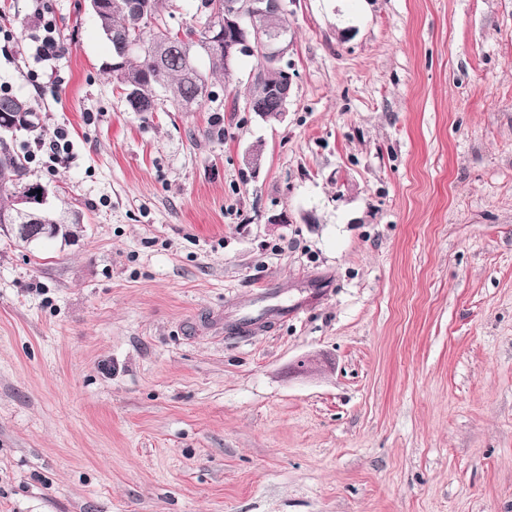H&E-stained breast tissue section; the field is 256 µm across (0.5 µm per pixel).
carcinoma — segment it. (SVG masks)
Masks as SVG:
<instances>
[{"mask_svg":"<svg viewBox=\"0 0 512 512\" xmlns=\"http://www.w3.org/2000/svg\"><path fill=\"white\" fill-rule=\"evenodd\" d=\"M132 0H103L100 10L92 11L98 28L112 49V78L123 91L130 112L157 111L160 93H165L170 105L182 112H190L205 102H214V88L232 79V66L240 57H255L260 61L252 76L249 99L255 110L276 121L281 111L277 89L282 84V71L258 45L224 61V51L212 45L211 28L220 22L213 14L214 0H200L199 16L195 24L176 31L166 24L173 16L175 0H145L148 15L138 16L128 8ZM268 29L288 31L285 12L270 13L256 18L245 30L232 28L222 33V39L235 42L253 40L251 31ZM140 35L153 47L151 53H132L127 50V39ZM0 222L29 224L31 217L53 225L50 237L66 236V223H80L75 212L71 220L59 218L54 208L42 209L38 203H20L22 191L38 190L40 183L27 180L28 152L26 144L16 145L25 137L37 140L42 126L37 114L22 98L0 92Z\"/></svg>","mask_w":512,"mask_h":512,"instance_id":"cac0c4a2","label":"carcinoma"}]
</instances>
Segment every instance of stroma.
<instances>
[{
	"label": "stroma",
	"instance_id": "35a3bbf8",
	"mask_svg": "<svg viewBox=\"0 0 512 512\" xmlns=\"http://www.w3.org/2000/svg\"><path fill=\"white\" fill-rule=\"evenodd\" d=\"M43 5L59 90L0 85L83 221L0 235V512H512V0H297L276 124L253 57L128 111L89 0Z\"/></svg>",
	"mask_w": 512,
	"mask_h": 512
}]
</instances>
